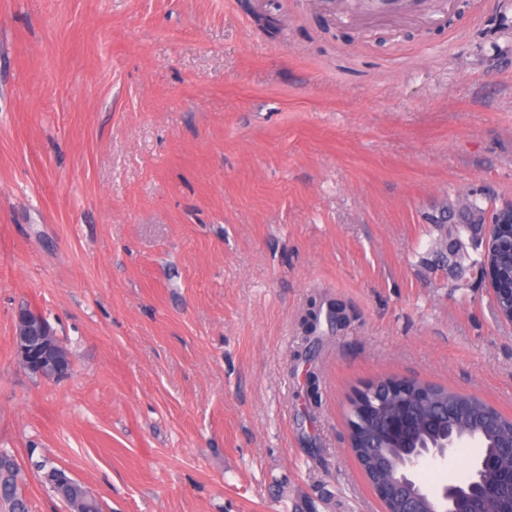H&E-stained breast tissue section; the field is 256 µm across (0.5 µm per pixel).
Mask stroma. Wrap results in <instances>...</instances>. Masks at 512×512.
Listing matches in <instances>:
<instances>
[{"mask_svg":"<svg viewBox=\"0 0 512 512\" xmlns=\"http://www.w3.org/2000/svg\"><path fill=\"white\" fill-rule=\"evenodd\" d=\"M0 0V448L31 512H383L344 414L382 377L512 416V323L440 255L512 201V0ZM335 329L304 336L311 305ZM39 310L59 380L13 345ZM477 444L426 459L465 483ZM19 324L25 328L34 327L36 329L39 336H28L32 348L39 346L40 342L42 341V336H48L50 338L55 336L49 322L38 311L31 308L18 311L15 351L19 364L24 369L36 373L45 379L55 380L67 377L71 371L68 367L63 368L55 366L56 353L65 351L60 349L56 344L52 343L50 344V348H47L42 355L36 356L33 354L32 350L29 349L27 341L23 337L22 333L18 330ZM65 353L68 354V352ZM51 481V480H50ZM54 485V482L51 481ZM50 485L52 491L60 497V495H68L66 502L70 512H102L100 501L93 495L89 494L84 488L70 489L66 487H57Z\"/></svg>","mask_w":512,"mask_h":512,"instance_id":"35a3bbf8","label":"stroma"}]
</instances>
